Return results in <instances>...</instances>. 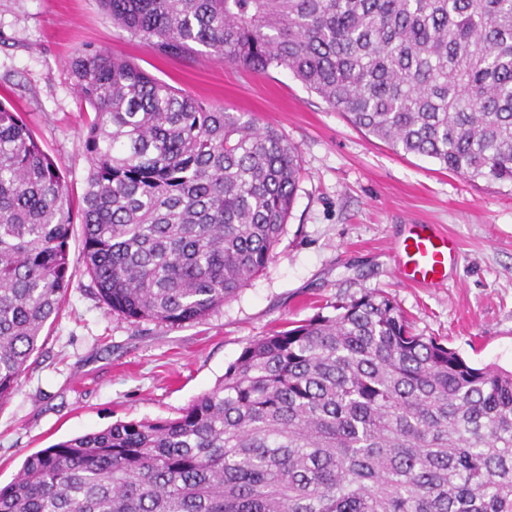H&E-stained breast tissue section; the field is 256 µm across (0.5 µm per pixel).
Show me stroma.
Instances as JSON below:
<instances>
[{
	"label": "stroma",
	"mask_w": 512,
	"mask_h": 512,
	"mask_svg": "<svg viewBox=\"0 0 512 512\" xmlns=\"http://www.w3.org/2000/svg\"><path fill=\"white\" fill-rule=\"evenodd\" d=\"M107 47L198 100L248 112L298 146L302 173L274 259L205 320L179 327L112 315L73 273L16 393L0 403V486L55 443L119 420L173 419L223 378L253 339L376 289L416 333L475 367L512 368V187L472 182L401 155L350 125L291 74H257L205 54L162 57L113 27L98 0H0V102L18 112L81 193L94 113L68 59ZM436 224L461 257L438 287L395 273L404 225Z\"/></svg>",
	"instance_id": "stroma-1"
}]
</instances>
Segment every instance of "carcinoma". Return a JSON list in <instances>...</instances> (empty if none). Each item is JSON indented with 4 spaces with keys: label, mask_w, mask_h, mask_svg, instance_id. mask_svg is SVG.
<instances>
[{
    "label": "carcinoma",
    "mask_w": 512,
    "mask_h": 512,
    "mask_svg": "<svg viewBox=\"0 0 512 512\" xmlns=\"http://www.w3.org/2000/svg\"><path fill=\"white\" fill-rule=\"evenodd\" d=\"M99 2L160 55L287 71L395 151L512 185V0ZM69 70L94 110L77 200L0 104V401L74 268L131 323L202 321L274 258L299 184L298 146L242 112L107 48ZM0 512H512V370L471 366L365 290L252 340L177 418L30 455Z\"/></svg>",
    "instance_id": "carcinoma-1"
}]
</instances>
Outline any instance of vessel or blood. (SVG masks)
Returning a JSON list of instances; mask_svg holds the SVG:
<instances>
[{"instance_id": "1", "label": "vessel or blood", "mask_w": 512, "mask_h": 512, "mask_svg": "<svg viewBox=\"0 0 512 512\" xmlns=\"http://www.w3.org/2000/svg\"><path fill=\"white\" fill-rule=\"evenodd\" d=\"M399 274L413 286L444 283L448 266L455 262L459 244L433 224H412L398 245Z\"/></svg>"}]
</instances>
